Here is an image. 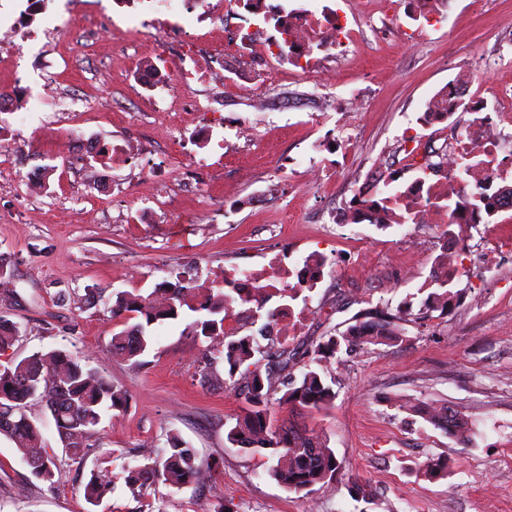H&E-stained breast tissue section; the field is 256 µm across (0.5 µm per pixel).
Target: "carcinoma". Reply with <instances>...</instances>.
Here are the masks:
<instances>
[{
  "label": "carcinoma",
  "instance_id": "carcinoma-1",
  "mask_svg": "<svg viewBox=\"0 0 512 512\" xmlns=\"http://www.w3.org/2000/svg\"><path fill=\"white\" fill-rule=\"evenodd\" d=\"M195 287L193 279L180 277L173 286L158 288L146 297L116 293L112 316L131 313L142 321L113 334L112 350L128 360L141 356L153 342L149 328L177 318L184 308L198 314L188 325L192 333L212 339L223 335L229 300L219 291L202 303L190 304L187 297ZM17 337L18 327L0 318V352L12 346ZM403 337V331L392 328L388 321L365 323L352 326L339 336H330L309 351L284 349L276 360L267 361L263 370L253 363L255 369L248 372L245 394L248 409L233 417L227 440L253 453L269 451L274 460L269 475L288 490L308 496L315 486L336 475L339 463L335 462V451L327 439L312 429L292 423L274 424L269 416L272 401L291 407L324 408L336 398L332 385L321 376L324 361L343 350ZM258 352L260 347L250 336L229 342L224 352V371L229 380H234L240 367ZM298 361L302 362V370L296 376L291 369ZM37 399L46 403L57 429L67 435L74 431L92 433L101 421L103 407L122 410L126 405L125 394L110 380L65 350L36 352L19 362L0 366V414L12 410L18 415L16 424L0 427V436L12 441L24 460L44 456V468L35 477L49 483L55 477L56 463L45 450L40 429L25 413L28 403ZM442 410L447 412L448 433L462 445H468V423L455 408L444 406ZM203 472L213 474L210 467L198 462L192 448L173 437L159 455L146 457L127 468L126 486L134 496L142 497L160 482L175 488L193 484ZM111 484L106 473L91 476L84 487L86 501L98 504Z\"/></svg>",
  "mask_w": 512,
  "mask_h": 512
}]
</instances>
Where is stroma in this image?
<instances>
[{"label":"stroma","instance_id":"obj_1","mask_svg":"<svg viewBox=\"0 0 512 512\" xmlns=\"http://www.w3.org/2000/svg\"><path fill=\"white\" fill-rule=\"evenodd\" d=\"M512 0H454L430 31L427 53H413L399 32L371 37L368 46L336 65L330 95L340 96L368 77L376 95L365 113L362 159L379 153L406 113L455 73L476 51L497 53L506 36L502 15ZM45 50L57 74L55 91L77 99L73 112H54L35 99L28 112L0 114V129L22 131L19 150L0 163L16 168L0 180V317L20 336L4 353L18 361L42 351L73 352L125 393L124 410H103L80 459L65 448L50 413L30 402L27 414L42 430L49 455L68 476L67 485L36 478L8 439L0 440V512H512V265L485 282L481 307L448 314L412 302V285L364 244L362 274L342 268L317 291L321 311L290 347H308L353 326L355 313L391 315L404 329L398 342L338 353L324 370L336 399L324 409L271 404L278 421H293L326 436L342 468L310 498L288 491L267 473L269 460L231 444L228 425L246 406L242 384H230L223 363L207 364L219 347L195 336L185 320L156 328L149 351L132 362L109 349L123 328L113 318L109 294H148L171 274L204 278L211 266H248L272 246L302 250L318 239L317 205L299 197L272 200L242 214L234 237L212 223L224 202L225 179L243 190L261 180L274 158L306 150L301 110L273 97L257 136L265 150L244 147L222 165L172 181L162 205L153 203L150 173L165 162L169 132L131 79V45L117 46L109 25L79 23ZM93 140L103 156L77 153L71 163L55 154L62 138ZM138 145L132 159H113V143ZM47 170L43 192L28 194L20 173ZM296 221H280L282 207ZM106 298L87 305L89 290ZM418 402L449 405L471 427L468 446L411 412ZM178 436L199 461L214 464L208 483L182 488L157 484L133 498L124 467L158 453L167 436ZM447 457V477L424 476L430 457ZM106 471L114 489L99 504L87 503L83 487Z\"/></svg>","mask_w":512,"mask_h":512}]
</instances>
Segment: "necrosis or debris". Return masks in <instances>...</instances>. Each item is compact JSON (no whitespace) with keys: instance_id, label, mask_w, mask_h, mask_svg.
<instances>
[{"instance_id":"4bbe7bcc","label":"necrosis or debris","mask_w":512,"mask_h":512,"mask_svg":"<svg viewBox=\"0 0 512 512\" xmlns=\"http://www.w3.org/2000/svg\"><path fill=\"white\" fill-rule=\"evenodd\" d=\"M118 4L126 9L122 16L126 31L151 34L137 45L134 80L157 104L165 102L174 88L187 90L200 82L258 88L259 70L218 68L203 53L207 24L224 15L247 13L273 25L269 31L240 26L224 45L227 54L258 58L273 67L289 65L291 73L312 77L310 95L318 99L327 81V62L349 55L363 43L358 18L391 8L389 0L375 5L370 0H349L343 9L336 0H118ZM45 10L44 0H0V67L20 68L21 58L13 49L37 40L33 25ZM447 12L448 0H404L399 28L416 46L426 26ZM169 36L180 40L181 55L163 68L158 61ZM266 99L258 88L250 114L230 120L191 102L188 111L198 116L197 138L227 148L256 129L267 110ZM348 106L344 99L333 109L311 110L305 121L311 142L304 161L291 167L276 161L273 175L289 176L296 191L329 192L352 164L363 138ZM464 110L471 112L472 119L462 125L457 114ZM349 191L344 206L324 215L325 224L337 226L343 236L367 230L387 239L402 226L438 228L422 283L425 292L452 287L474 264L484 277H495L499 260L512 256V82L480 85L469 74L442 84L419 112L406 119L397 152L385 165L370 167ZM477 234L485 246L476 254L471 241ZM335 263L332 252L313 250L293 258L276 252L257 267L224 268L212 284L253 305L274 301L273 334L293 336L316 313L310 294Z\"/></svg>"}]
</instances>
